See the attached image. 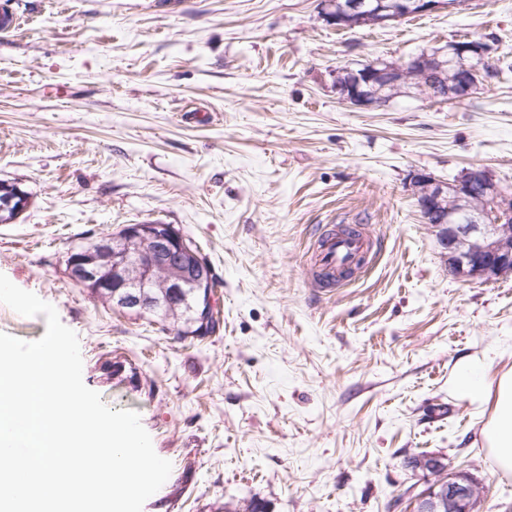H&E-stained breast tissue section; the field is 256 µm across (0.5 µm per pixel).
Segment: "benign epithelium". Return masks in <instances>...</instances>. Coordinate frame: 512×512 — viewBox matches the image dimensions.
Segmentation results:
<instances>
[{
    "mask_svg": "<svg viewBox=\"0 0 512 512\" xmlns=\"http://www.w3.org/2000/svg\"><path fill=\"white\" fill-rule=\"evenodd\" d=\"M456 0H322V17L339 29L354 26L353 18H368L385 26L410 14L424 15L449 9ZM448 66L466 72L460 81L448 76V98H463L487 77L491 63L485 44L459 40L448 43ZM440 61L439 54L427 53L406 60L377 65L353 77H336L341 100L355 106L374 101L366 85L376 79L385 87L413 86L432 96L423 81L428 67ZM418 207L448 260V271L460 280L491 281L512 274V197L505 195L487 172L468 170L453 184L442 183L426 173L412 176ZM7 206L16 215L30 205V196L17 185L8 186ZM122 235L133 250L121 252L106 237L96 239L89 250H72L68 275L94 291L112 289L118 308L140 314L163 303L180 305L183 289L196 295L193 323L198 336H208L206 327L216 317L206 262L189 245L186 236L172 224H128ZM172 266L176 275L156 283L152 271ZM411 467L434 477L430 488L418 496L414 512H475L480 497L479 483L467 475L449 471L443 457L415 455Z\"/></svg>",
    "mask_w": 512,
    "mask_h": 512,
    "instance_id": "benign-epithelium-1",
    "label": "benign epithelium"
}]
</instances>
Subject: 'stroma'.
I'll use <instances>...</instances> for the list:
<instances>
[{
    "label": "stroma",
    "instance_id": "stroma-1",
    "mask_svg": "<svg viewBox=\"0 0 512 512\" xmlns=\"http://www.w3.org/2000/svg\"><path fill=\"white\" fill-rule=\"evenodd\" d=\"M321 0H0V273L78 336L84 384L139 413L172 471L142 512H408L427 453L512 512V473L458 397L465 361L512 371V275L448 273L410 178L485 168L512 195V0H459L387 27L336 29ZM489 45L469 96L410 88L342 102L336 74L448 42ZM172 224L222 281L224 326L196 345L95 303L67 253L126 224ZM377 244L319 287L339 226Z\"/></svg>",
    "mask_w": 512,
    "mask_h": 512
}]
</instances>
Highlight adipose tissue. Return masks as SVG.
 I'll return each instance as SVG.
<instances>
[{
    "mask_svg": "<svg viewBox=\"0 0 512 512\" xmlns=\"http://www.w3.org/2000/svg\"><path fill=\"white\" fill-rule=\"evenodd\" d=\"M456 394L473 403L494 397L491 417L481 431L499 469L512 472V373L489 376L485 365L473 362L460 365L454 375Z\"/></svg>",
    "mask_w": 512,
    "mask_h": 512,
    "instance_id": "ef3b65f1",
    "label": "adipose tissue"
}]
</instances>
